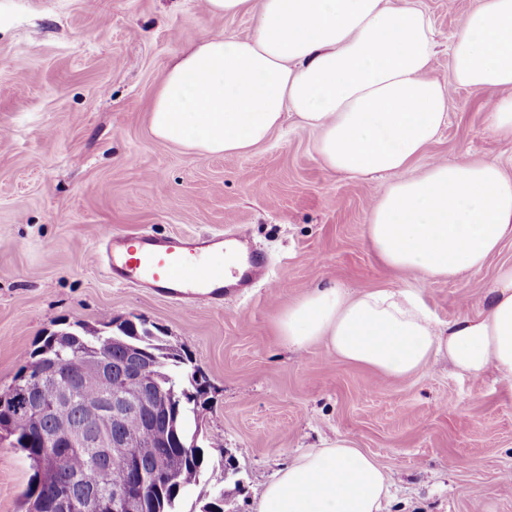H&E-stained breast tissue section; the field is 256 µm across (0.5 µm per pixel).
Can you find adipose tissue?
Here are the masks:
<instances>
[{
  "label": "adipose tissue",
  "mask_w": 512,
  "mask_h": 512,
  "mask_svg": "<svg viewBox=\"0 0 512 512\" xmlns=\"http://www.w3.org/2000/svg\"><path fill=\"white\" fill-rule=\"evenodd\" d=\"M215 15H255L245 37L213 35L171 64L149 115L159 140L201 156L250 151L295 115L318 131L332 171L390 175L366 236L386 266L451 280L481 269L512 239V178L497 162H434L405 177L448 119L452 90L487 100L486 120L512 138V0H474L450 50L447 80L419 0H202ZM485 311L443 324L412 289L312 288L276 330L297 350L325 342L346 362L410 378L440 357L474 377L512 383V264ZM387 472L340 437L296 455L265 487L258 512H384Z\"/></svg>",
  "instance_id": "adipose-tissue-1"
}]
</instances>
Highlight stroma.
I'll use <instances>...</instances> for the list:
<instances>
[{"label":"stroma","mask_w":512,"mask_h":512,"mask_svg":"<svg viewBox=\"0 0 512 512\" xmlns=\"http://www.w3.org/2000/svg\"><path fill=\"white\" fill-rule=\"evenodd\" d=\"M437 42L430 77L447 79L449 47L473 0H420ZM200 0H0V393L22 355L63 323L133 319L187 351L207 380L205 479L185 493L201 512L223 471L225 512H258L266 485L298 453L347 437L385 468L387 512H512V386L494 370L459 374L439 360L411 379L385 378L332 356L296 351L276 321L310 288H416L448 323L485 308L512 240L478 271L429 280L386 267L365 229L388 180L326 168L317 133L287 119L263 144L198 156L156 139L148 115L169 64L211 34H251ZM483 97L455 89L448 123L425 155L497 161L512 177V139L492 134ZM134 235L248 230L272 270L218 306L186 308L110 282L95 259L98 229ZM31 474L0 437V512H23Z\"/></svg>","instance_id":"35a3bbf8"}]
</instances>
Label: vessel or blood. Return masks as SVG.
I'll return each mask as SVG.
<instances>
[{
	"mask_svg": "<svg viewBox=\"0 0 512 512\" xmlns=\"http://www.w3.org/2000/svg\"><path fill=\"white\" fill-rule=\"evenodd\" d=\"M97 239L113 282L148 288L188 307L222 302L225 291L249 287L268 267L244 232L230 237L144 233L131 244L104 231Z\"/></svg>",
	"mask_w": 512,
	"mask_h": 512,
	"instance_id": "obj_1",
	"label": "vessel or blood"
}]
</instances>
